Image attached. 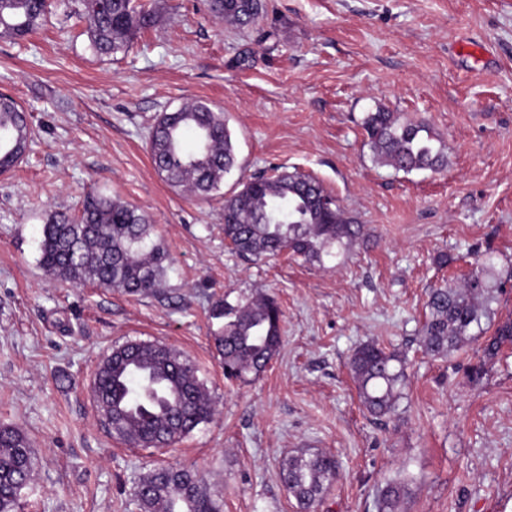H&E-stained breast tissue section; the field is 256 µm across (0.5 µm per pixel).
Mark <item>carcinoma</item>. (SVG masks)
I'll return each mask as SVG.
<instances>
[{
  "instance_id": "carcinoma-1",
  "label": "carcinoma",
  "mask_w": 512,
  "mask_h": 512,
  "mask_svg": "<svg viewBox=\"0 0 512 512\" xmlns=\"http://www.w3.org/2000/svg\"><path fill=\"white\" fill-rule=\"evenodd\" d=\"M209 14L244 30L258 24L263 0H206ZM74 13L87 21L90 47L100 56L127 53L152 27L156 12L135 0H74ZM48 0H0V38L21 40L47 22ZM374 162L396 171L439 170L447 163L442 147L422 123L402 121L381 108L361 122ZM32 135L24 109L0 94V174L20 160ZM149 152L157 173L171 186L199 198L219 188L237 166L224 113L205 100L162 113L151 128ZM363 234V225L310 174L278 170L252 176L224 200V239L240 257L256 260L288 251L307 261L345 254ZM39 263L52 276L74 285L120 288L133 296L166 287L169 254L154 225L138 208L101 193L88 195L80 215L50 216L43 227ZM494 263H477L461 283L433 288L426 302L422 348L446 358L483 333L494 289ZM211 317L224 320L214 336L228 380L247 381L270 364L282 342L283 312L270 298L244 297L216 303ZM512 343V320L497 324L483 347L493 360ZM349 370L362 406L372 416L393 415L403 398L406 367L397 354L375 342L354 349ZM100 417L113 438L133 448H154L159 439L183 438L213 415L195 365L172 348L127 341L112 348L95 373ZM34 468L29 441L19 430L0 428V512H18ZM280 475L302 512H311L338 478L336 460L321 452H299L281 461ZM406 493L392 479L379 492L377 512H398ZM140 512H221L189 470L157 469L137 487Z\"/></svg>"
}]
</instances>
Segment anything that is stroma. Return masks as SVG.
<instances>
[{
  "label": "stroma",
  "instance_id": "1",
  "mask_svg": "<svg viewBox=\"0 0 512 512\" xmlns=\"http://www.w3.org/2000/svg\"><path fill=\"white\" fill-rule=\"evenodd\" d=\"M128 56L93 52L54 7L27 40L0 39V93L29 113L24 159L0 175V427L21 431L35 471L21 512H137L159 466L194 470L224 512H299L286 455L333 456L341 477L317 512H376L409 478L401 512H506L512 504V345L484 337L434 359L420 344L429 288L492 258L503 288L487 330L512 318V0H265L240 32L202 0H154ZM202 99L224 112L238 167L211 199L169 186L148 148L157 116ZM384 109L424 123L439 171L376 165L359 125ZM276 166L318 178L364 226L341 257L258 263L224 243V198ZM146 212L172 263L164 293L75 286L40 266L42 227L90 189ZM272 297L283 342L257 378L230 381L215 300ZM141 340L190 359L212 419L167 448H132L102 424L99 362ZM373 341L407 360L394 416L363 408L348 362ZM512 343V320L507 318L497 324L493 336L483 347V358L493 360L500 354L503 346ZM406 493L402 480L392 479L379 492L376 501L377 512H397Z\"/></svg>",
  "mask_w": 512,
  "mask_h": 512
}]
</instances>
